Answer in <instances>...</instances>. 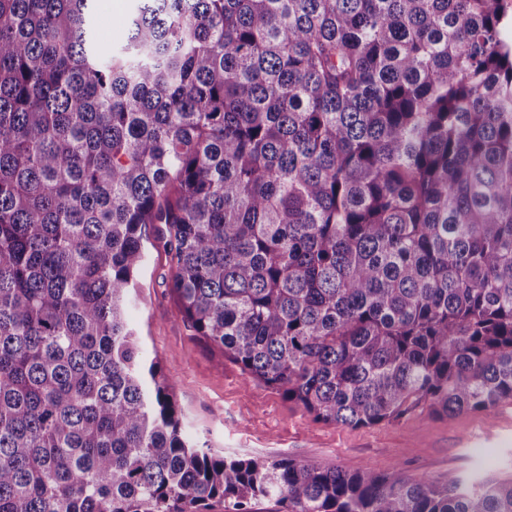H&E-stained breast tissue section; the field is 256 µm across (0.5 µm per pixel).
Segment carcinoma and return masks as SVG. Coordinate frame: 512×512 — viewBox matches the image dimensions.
<instances>
[{
	"instance_id": "carcinoma-1",
	"label": "carcinoma",
	"mask_w": 512,
	"mask_h": 512,
	"mask_svg": "<svg viewBox=\"0 0 512 512\" xmlns=\"http://www.w3.org/2000/svg\"><path fill=\"white\" fill-rule=\"evenodd\" d=\"M0 0V512H512V481L225 456L129 312L315 420L512 404V0ZM138 6L137 0H96L92 22L105 34L97 47L100 56L109 57L121 48L128 35L127 21Z\"/></svg>"
}]
</instances>
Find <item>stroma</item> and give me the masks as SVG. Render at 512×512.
Here are the masks:
<instances>
[{"label": "stroma", "mask_w": 512, "mask_h": 512, "mask_svg": "<svg viewBox=\"0 0 512 512\" xmlns=\"http://www.w3.org/2000/svg\"><path fill=\"white\" fill-rule=\"evenodd\" d=\"M138 0H96L92 22L108 57L128 35ZM155 225L139 272L132 313L142 346L173 380L186 433L227 456L290 457L348 471L436 480L448 472L512 479V404L455 417L412 416L350 428L314 420L281 392L247 379L223 352L194 336L171 288V269Z\"/></svg>", "instance_id": "1"}]
</instances>
